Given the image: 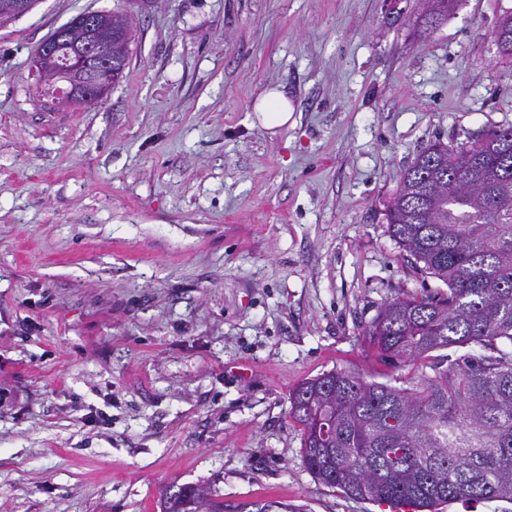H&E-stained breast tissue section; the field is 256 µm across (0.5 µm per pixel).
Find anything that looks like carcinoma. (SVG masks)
Listing matches in <instances>:
<instances>
[{
  "instance_id": "cac0c4a2",
  "label": "carcinoma",
  "mask_w": 512,
  "mask_h": 512,
  "mask_svg": "<svg viewBox=\"0 0 512 512\" xmlns=\"http://www.w3.org/2000/svg\"><path fill=\"white\" fill-rule=\"evenodd\" d=\"M114 79L130 24L112 14ZM512 55V16L496 30ZM389 233L417 269L447 287L385 303L364 336L383 363L410 375L367 381L323 372L289 393L314 479L349 498L432 512L466 500L512 501V126L459 149L421 150L387 201ZM450 347L485 350L456 359ZM226 512L195 485L171 486L161 512ZM293 512L286 501L237 512Z\"/></svg>"
}]
</instances>
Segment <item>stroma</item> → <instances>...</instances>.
<instances>
[{"instance_id":"obj_1","label":"stroma","mask_w":512,"mask_h":512,"mask_svg":"<svg viewBox=\"0 0 512 512\" xmlns=\"http://www.w3.org/2000/svg\"><path fill=\"white\" fill-rule=\"evenodd\" d=\"M120 11L107 97L57 108L38 49ZM39 0L0 27V512H393L316 482L289 392L381 372L365 327L435 292L385 202L417 153L512 125V0ZM271 85L294 106L254 126ZM226 512L224 498L195 485L171 486L163 494L158 507L161 512Z\"/></svg>"}]
</instances>
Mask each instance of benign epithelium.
Returning a JSON list of instances; mask_svg holds the SVG:
<instances>
[{
  "label": "benign epithelium",
  "instance_id": "benign-epithelium-1",
  "mask_svg": "<svg viewBox=\"0 0 512 512\" xmlns=\"http://www.w3.org/2000/svg\"><path fill=\"white\" fill-rule=\"evenodd\" d=\"M36 0H0V22L18 14L30 12ZM69 46L64 60L57 58L59 44ZM40 73L52 74V70L66 73L67 90L56 99L61 106L78 100L98 102L112 87V36L103 26V13L85 12L82 22L59 28L41 46L38 57ZM98 70L103 77L95 82L85 81L89 71Z\"/></svg>",
  "mask_w": 512,
  "mask_h": 512
}]
</instances>
